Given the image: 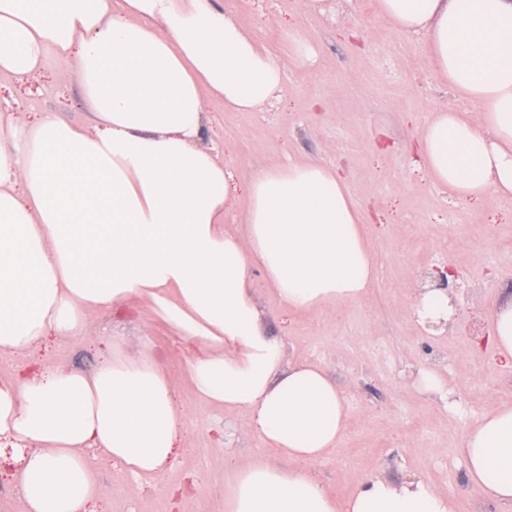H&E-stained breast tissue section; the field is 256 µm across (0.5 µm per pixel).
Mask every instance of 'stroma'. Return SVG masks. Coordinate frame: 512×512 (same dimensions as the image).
Listing matches in <instances>:
<instances>
[{
  "mask_svg": "<svg viewBox=\"0 0 512 512\" xmlns=\"http://www.w3.org/2000/svg\"><path fill=\"white\" fill-rule=\"evenodd\" d=\"M286 66L287 88L273 112H228L209 100L201 146L220 141L224 162L246 181L260 166L314 161L341 164L362 207L367 239L378 266L366 298L353 306L283 313L260 269L250 286L270 335L281 337L287 360L323 366L349 405L339 448L313 472L334 497L348 495L362 477L399 483L428 479L456 503L457 512H504L470 485L457 447L472 426L496 406L512 402V369L494 362L487 345L490 312L512 295V200L488 193L463 202L435 184L413 149L416 132L434 110L472 114L467 99L437 77L423 37L402 35L379 19L375 0L353 9L322 12L306 0H220ZM315 50L313 62L294 61L292 32ZM34 112L89 121L73 64L7 90ZM455 270L448 287L455 304L446 326L422 324L412 308L423 272ZM107 331L128 351L149 343L170 376L187 427L174 462L150 485L88 453L99 476L97 512H224V458L237 465L263 458L288 467L263 448L246 414L198 401L188 368L199 348L183 339L148 304L131 313L104 310L89 319L90 333ZM37 357L90 369L99 347L52 338ZM431 374L437 389L423 380ZM194 476L200 493L172 506L165 487Z\"/></svg>",
  "mask_w": 512,
  "mask_h": 512,
  "instance_id": "1",
  "label": "stroma"
}]
</instances>
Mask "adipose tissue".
<instances>
[{
    "label": "adipose tissue",
    "mask_w": 512,
    "mask_h": 512,
    "mask_svg": "<svg viewBox=\"0 0 512 512\" xmlns=\"http://www.w3.org/2000/svg\"><path fill=\"white\" fill-rule=\"evenodd\" d=\"M422 34L437 75L477 118L439 109L416 134L426 172L457 199L512 196V0H376ZM73 62L91 119H25L0 106V360L49 336L81 339L105 309L145 302L202 350L198 399L243 413L293 468L228 465L224 512H456L418 477L362 478L343 502L312 473L341 444L347 399L322 366L285 363L249 286L260 268L282 307L360 303L377 266L345 175L318 162L256 168L244 195L218 147L198 144L207 99L254 112L285 66L215 0H0V80ZM245 229L228 221L233 204ZM150 345L90 370L55 363L0 377V446L21 467L24 512H92L96 451L140 480L169 463L185 413ZM469 483L512 507V405L458 449Z\"/></svg>",
    "instance_id": "ef3b65f1"
}]
</instances>
